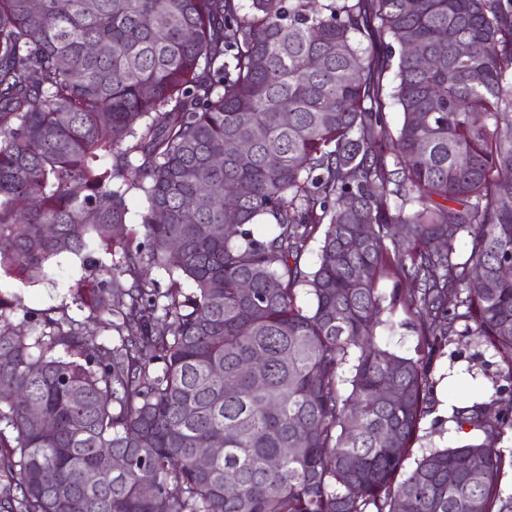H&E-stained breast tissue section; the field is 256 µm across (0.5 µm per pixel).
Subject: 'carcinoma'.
I'll return each instance as SVG.
<instances>
[{
    "label": "carcinoma",
    "mask_w": 512,
    "mask_h": 512,
    "mask_svg": "<svg viewBox=\"0 0 512 512\" xmlns=\"http://www.w3.org/2000/svg\"><path fill=\"white\" fill-rule=\"evenodd\" d=\"M101 246L91 327L0 293V512H512L509 415L455 409L485 439L406 469L428 369L375 341L402 299L427 348L464 319L512 379V0H0V276ZM495 448L504 455V466L501 476L503 495H512V429L506 428L503 437L495 442Z\"/></svg>",
    "instance_id": "cac0c4a2"
}]
</instances>
